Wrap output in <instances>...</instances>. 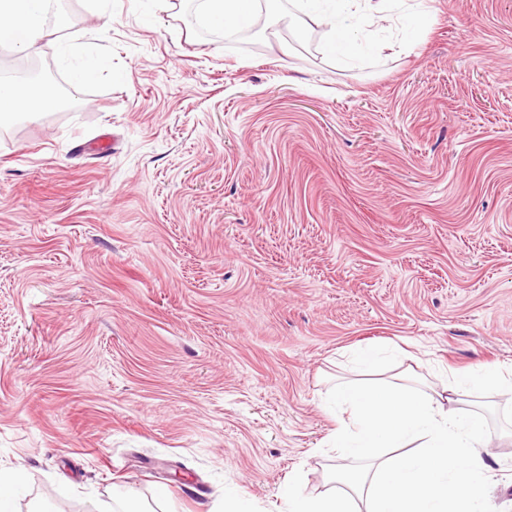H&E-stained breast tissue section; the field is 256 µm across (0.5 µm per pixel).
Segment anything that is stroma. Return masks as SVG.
<instances>
[{"mask_svg": "<svg viewBox=\"0 0 512 512\" xmlns=\"http://www.w3.org/2000/svg\"><path fill=\"white\" fill-rule=\"evenodd\" d=\"M33 48L103 60L0 118V470L15 512H285L334 488L326 408L359 346L435 385L512 370V0H433L350 65L187 0H58ZM483 408L512 512V390ZM63 54L72 69L71 89L74 94H78L86 83L96 77V64L92 58L82 56L78 48L72 45L65 46Z\"/></svg>", "mask_w": 512, "mask_h": 512, "instance_id": "stroma-1", "label": "stroma"}]
</instances>
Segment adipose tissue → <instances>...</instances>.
Segmentation results:
<instances>
[{
    "label": "adipose tissue",
    "mask_w": 512,
    "mask_h": 512,
    "mask_svg": "<svg viewBox=\"0 0 512 512\" xmlns=\"http://www.w3.org/2000/svg\"><path fill=\"white\" fill-rule=\"evenodd\" d=\"M291 25L306 21L323 25L324 50L351 60V46L372 43L374 16L396 8L402 19L427 13L426 0H335L329 11L317 0H289ZM50 0H0V43L28 51L45 35ZM257 0H199L197 11L213 27L233 29L256 10ZM60 102L50 90L0 77V115H38ZM382 351L359 348L354 369L365 382H343L335 388L336 428L340 452L331 481L338 490L306 495L288 486L283 496L288 512H487L485 488L493 481L481 450L490 441L483 416L445 408L437 391L413 387L412 373L396 380L380 376ZM419 443L417 452L406 446Z\"/></svg>",
    "instance_id": "1"
}]
</instances>
